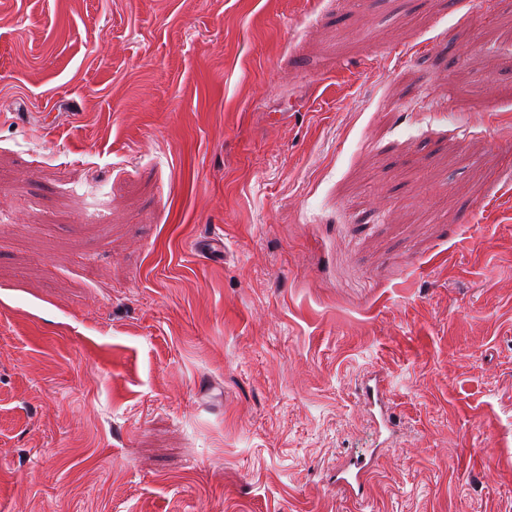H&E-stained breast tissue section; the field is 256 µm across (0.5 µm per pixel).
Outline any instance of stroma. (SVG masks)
<instances>
[{
    "label": "stroma",
    "mask_w": 512,
    "mask_h": 512,
    "mask_svg": "<svg viewBox=\"0 0 512 512\" xmlns=\"http://www.w3.org/2000/svg\"><path fill=\"white\" fill-rule=\"evenodd\" d=\"M509 23L0 0V512H512Z\"/></svg>",
    "instance_id": "1"
}]
</instances>
